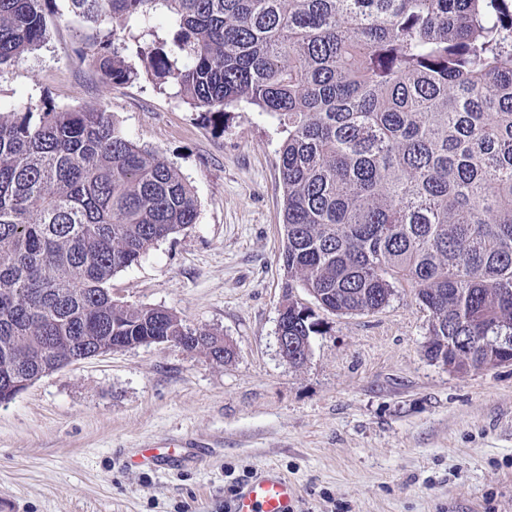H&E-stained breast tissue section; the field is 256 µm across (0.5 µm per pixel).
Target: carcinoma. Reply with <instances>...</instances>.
Returning a JSON list of instances; mask_svg holds the SVG:
<instances>
[{
    "instance_id": "obj_1",
    "label": "carcinoma",
    "mask_w": 512,
    "mask_h": 512,
    "mask_svg": "<svg viewBox=\"0 0 512 512\" xmlns=\"http://www.w3.org/2000/svg\"><path fill=\"white\" fill-rule=\"evenodd\" d=\"M53 0H0V68L37 49ZM98 28L171 40L105 81L144 75L198 112L279 118L286 335L321 333L299 281L340 315L406 284L430 312L425 352L455 372L512 363V0H69ZM192 190L104 111H0V395L91 351L182 336L216 361L224 337L110 284L196 222Z\"/></svg>"
}]
</instances>
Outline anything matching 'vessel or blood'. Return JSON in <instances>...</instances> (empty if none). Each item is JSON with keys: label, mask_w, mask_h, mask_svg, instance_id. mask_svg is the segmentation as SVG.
I'll use <instances>...</instances> for the list:
<instances>
[{"label": "vessel or blood", "mask_w": 512, "mask_h": 512, "mask_svg": "<svg viewBox=\"0 0 512 512\" xmlns=\"http://www.w3.org/2000/svg\"><path fill=\"white\" fill-rule=\"evenodd\" d=\"M175 449L144 448L133 458L134 466L165 469L175 464ZM297 485L278 468L265 467L257 472L234 495L231 512H297Z\"/></svg>", "instance_id": "vessel-or-blood-1"}]
</instances>
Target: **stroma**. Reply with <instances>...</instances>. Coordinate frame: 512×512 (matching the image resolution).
<instances>
[{"label":"stroma","instance_id":"obj_1","mask_svg":"<svg viewBox=\"0 0 512 512\" xmlns=\"http://www.w3.org/2000/svg\"><path fill=\"white\" fill-rule=\"evenodd\" d=\"M46 43L0 72V110L48 101L111 114L174 166L195 224L112 278L234 356L152 343L81 360L0 402V512H224L266 464L298 512H512V365L453 372L425 353L429 312L396 286L384 308L323 314L307 361L280 353L283 186L276 118L216 122L152 82H105L81 58L103 32L54 0ZM191 441L201 459L134 469L140 449Z\"/></svg>","mask_w":512,"mask_h":512}]
</instances>
